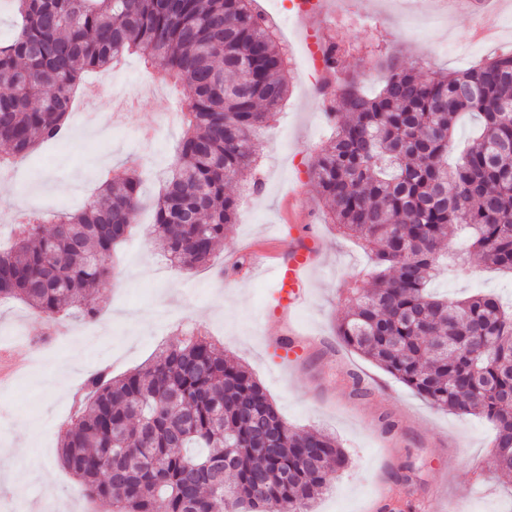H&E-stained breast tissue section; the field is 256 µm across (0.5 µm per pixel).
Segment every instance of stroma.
Segmentation results:
<instances>
[{"label":"stroma","mask_w":512,"mask_h":512,"mask_svg":"<svg viewBox=\"0 0 512 512\" xmlns=\"http://www.w3.org/2000/svg\"><path fill=\"white\" fill-rule=\"evenodd\" d=\"M500 31L473 39L477 12L460 0H328L313 24L324 42L341 48L336 81L316 91L319 72L306 63L289 71L285 105L256 143L260 192L240 198L239 216L211 262L193 271L166 264L155 244L152 200L177 156L182 125H165L170 99L188 89L159 82L137 54L113 68L116 85L150 86L125 126L97 124L74 102L66 138L39 145L9 176L14 203L75 212L99 195L104 171L136 167L143 205L132 237L113 257L114 273L98 288L105 307L88 320H53L14 299L0 305V349L20 368L0 384V512H112L103 500L73 497V477L57 462L62 427L75 413L76 395L102 367L119 377L145 364L186 332L211 337L228 359L247 366L289 425L335 436L345 466L312 506L313 512H512V483L493 461V425L440 410L376 364L343 346L336 322L351 306V290L369 264L355 240L325 221L326 207L310 180L317 152L331 136L338 79L351 77L366 92L382 84L378 58L398 52L451 72L493 51L512 49V0H490ZM371 12L376 22L363 21ZM315 249L303 300L280 315L266 304L276 283L263 274L231 273L241 257ZM437 292L512 296V276L473 265L470 273L439 274ZM289 338L293 360L280 362L277 344ZM363 378L366 395L352 392ZM397 421L392 432L383 417ZM409 473L411 486L397 477Z\"/></svg>","instance_id":"stroma-1"}]
</instances>
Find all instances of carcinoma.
Listing matches in <instances>:
<instances>
[{"label": "carcinoma", "instance_id": "obj_1", "mask_svg": "<svg viewBox=\"0 0 512 512\" xmlns=\"http://www.w3.org/2000/svg\"><path fill=\"white\" fill-rule=\"evenodd\" d=\"M20 18L0 39V143L11 164L64 134L85 74L138 53L189 96L178 161L154 205L152 234L177 269L205 267L235 223L227 185L254 179V141L288 94L280 40L254 0H10ZM391 57L373 95L338 87L341 121L311 167L331 223L362 240L375 269L337 336L432 405L494 425L500 472L512 478V309L490 294L429 292L449 233L472 262L512 271V52L448 75ZM464 112L479 133L452 166ZM102 202L16 226L0 252V302L53 318L99 313L107 263L132 233L137 171L101 184ZM65 425L58 463L75 490L112 512H310L345 463L335 437L296 431L243 365L190 335L119 379L99 371Z\"/></svg>", "mask_w": 512, "mask_h": 512}]
</instances>
